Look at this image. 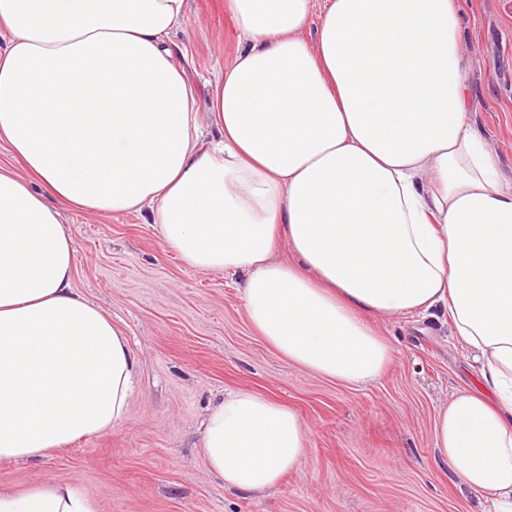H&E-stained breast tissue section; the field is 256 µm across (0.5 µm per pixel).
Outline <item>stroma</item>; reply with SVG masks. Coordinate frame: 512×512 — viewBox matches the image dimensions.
Returning <instances> with one entry per match:
<instances>
[{
    "label": "stroma",
    "instance_id": "obj_1",
    "mask_svg": "<svg viewBox=\"0 0 512 512\" xmlns=\"http://www.w3.org/2000/svg\"><path fill=\"white\" fill-rule=\"evenodd\" d=\"M471 122L512 181V0H464ZM173 62L207 117L216 78L240 49L224 0H187L171 34ZM76 249L72 285L125 334L140 365L126 420L34 462L0 460V489L50 478L100 512H488L436 460L438 409L478 386L477 366L448 317L379 320L393 362L378 380L343 384L289 363L256 333L237 278L191 269L167 251L147 213L92 216L63 209ZM249 390L294 408L308 457L254 495L225 488L201 455L207 410Z\"/></svg>",
    "mask_w": 512,
    "mask_h": 512
}]
</instances>
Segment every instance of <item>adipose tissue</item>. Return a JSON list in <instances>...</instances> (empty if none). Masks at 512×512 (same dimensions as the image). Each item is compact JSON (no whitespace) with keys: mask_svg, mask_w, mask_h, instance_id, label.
<instances>
[{"mask_svg":"<svg viewBox=\"0 0 512 512\" xmlns=\"http://www.w3.org/2000/svg\"><path fill=\"white\" fill-rule=\"evenodd\" d=\"M224 6L244 47L207 141L168 48L187 0H0V459L126 420L138 361L74 290L61 210H144L185 265L240 277L255 331L316 374L375 380L393 361L377 316L447 311L479 388L438 410L433 450L512 512V183L470 125L460 0ZM308 446L295 410L250 391L211 405L201 438L244 493L279 486ZM0 512L99 506L45 480L0 491Z\"/></svg>","mask_w":512,"mask_h":512,"instance_id":"obj_1","label":"adipose tissue"}]
</instances>
